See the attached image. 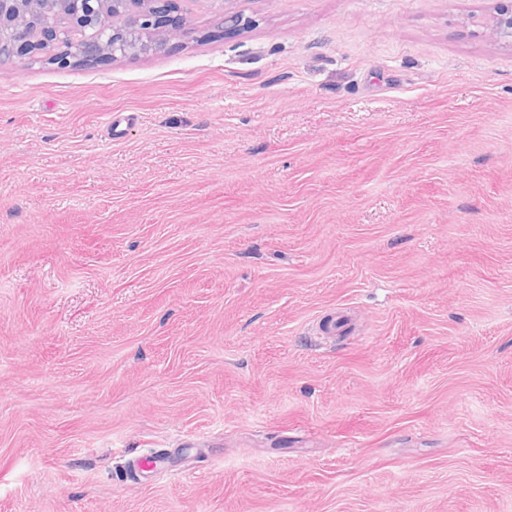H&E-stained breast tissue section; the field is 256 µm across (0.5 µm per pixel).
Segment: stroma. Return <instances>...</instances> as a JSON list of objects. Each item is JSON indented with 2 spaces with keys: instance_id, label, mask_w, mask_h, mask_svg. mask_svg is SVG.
<instances>
[{
  "instance_id": "stroma-1",
  "label": "stroma",
  "mask_w": 512,
  "mask_h": 512,
  "mask_svg": "<svg viewBox=\"0 0 512 512\" xmlns=\"http://www.w3.org/2000/svg\"><path fill=\"white\" fill-rule=\"evenodd\" d=\"M177 3L0 64V512H512L499 0Z\"/></svg>"
}]
</instances>
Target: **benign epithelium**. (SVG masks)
<instances>
[{
	"mask_svg": "<svg viewBox=\"0 0 512 512\" xmlns=\"http://www.w3.org/2000/svg\"><path fill=\"white\" fill-rule=\"evenodd\" d=\"M175 11L174 0H0V59L41 54L66 68L145 54L185 36ZM493 32L512 41V10L499 11Z\"/></svg>",
	"mask_w": 512,
	"mask_h": 512,
	"instance_id": "obj_1",
	"label": "benign epithelium"
}]
</instances>
